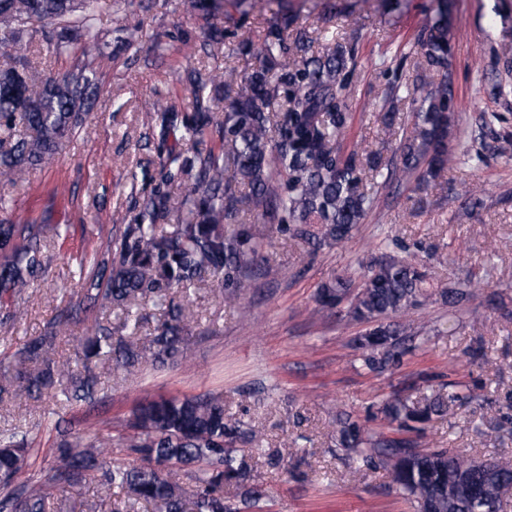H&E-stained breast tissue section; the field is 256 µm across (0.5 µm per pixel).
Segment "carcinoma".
Segmentation results:
<instances>
[{"label":"carcinoma","mask_w":512,"mask_h":512,"mask_svg":"<svg viewBox=\"0 0 512 512\" xmlns=\"http://www.w3.org/2000/svg\"><path fill=\"white\" fill-rule=\"evenodd\" d=\"M102 0H0V50L11 62L0 68V123L12 130L21 123L29 134L0 139V176L13 185L46 167L83 128L100 97L95 61L87 59L64 71L32 74L24 52L25 28L34 27L53 57L74 44L96 38L93 20ZM120 13L126 49L141 30L151 0H113ZM189 12L211 15L220 0H184ZM453 32L448 0H435L433 14L417 41L419 70L406 87L415 104L410 129L402 131L399 159L381 154L344 155L338 137L349 114L342 111L351 88L348 64L354 48L339 42L320 55L307 30L292 28L288 15L266 28L258 41L234 48L254 56L256 65L232 91L234 73L224 85V111L204 97L210 76L192 70L188 80L195 112H173L158 103L145 108L147 120L162 130L179 128L186 141L201 142L210 128L222 133L221 151L192 157L168 149L161 157V184L180 181L181 214L168 224L169 193L157 190L133 224L97 228L106 248L77 263L80 293L69 299L33 336L0 353V401L18 391L39 400L47 394L67 408L92 402L98 370L144 364L163 367L187 359L190 334L184 303L191 287L212 282L224 297L239 302L254 272L268 274L264 243L251 225L240 222L248 211L278 225L295 240L320 248L347 239L372 203L364 180L382 184L396 172L429 183L453 165L456 127L452 86L448 81ZM288 91V109L271 112V101ZM278 136H273V133ZM67 228L51 224H12L0 219V319L16 322L18 307L47 269L46 241ZM428 296L426 274L416 263L384 255L364 267L360 280L338 276L317 293L316 312L344 308L365 325L354 337L363 365L381 373L414 349L401 319ZM465 281L442 291L456 306L469 299ZM165 304L153 333L138 334L141 310ZM86 325L75 358L58 356L59 343ZM467 385L418 399L392 396L378 408L380 419L398 437L378 436L348 414L338 417L336 447L368 469L389 470L395 491L415 512H503L512 497V457L477 458L457 448H421L404 432L422 434L428 425L471 400ZM496 433L512 424V401L487 418ZM257 441L255 428L226 412L220 394L161 397L141 402L106 438H62L57 456L36 480L17 485L15 478L32 451L26 437L0 433V512H53L56 496L90 479L118 495L82 505L79 512H264L263 490L254 484L257 458L272 470L283 466L276 448L240 452L237 445ZM127 451L112 459L108 448Z\"/></svg>","instance_id":"obj_1"}]
</instances>
